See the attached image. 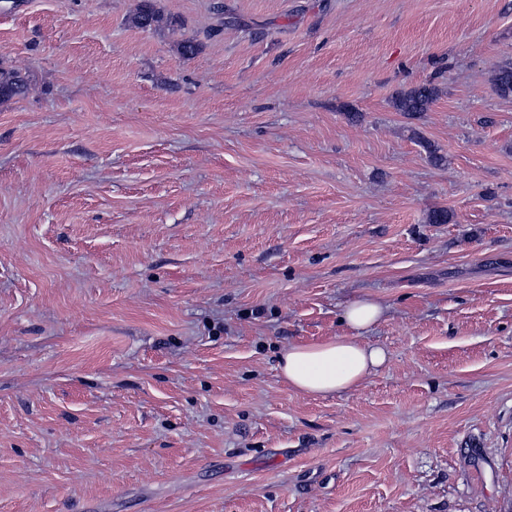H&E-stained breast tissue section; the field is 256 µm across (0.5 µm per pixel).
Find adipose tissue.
I'll return each instance as SVG.
<instances>
[{
    "label": "adipose tissue",
    "instance_id": "1",
    "mask_svg": "<svg viewBox=\"0 0 512 512\" xmlns=\"http://www.w3.org/2000/svg\"><path fill=\"white\" fill-rule=\"evenodd\" d=\"M385 311V305L371 297L347 304L341 315L347 334L294 342L280 351L277 365L283 380L290 389L309 396L359 388L385 363L384 350L364 339L365 332L382 319Z\"/></svg>",
    "mask_w": 512,
    "mask_h": 512
}]
</instances>
